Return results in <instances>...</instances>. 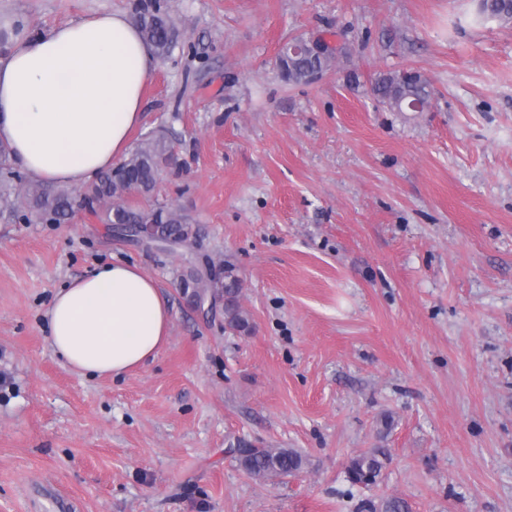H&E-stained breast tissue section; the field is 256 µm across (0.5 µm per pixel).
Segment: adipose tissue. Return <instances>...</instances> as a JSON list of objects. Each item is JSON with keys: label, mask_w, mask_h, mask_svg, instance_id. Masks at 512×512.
I'll return each mask as SVG.
<instances>
[{"label": "adipose tissue", "mask_w": 512, "mask_h": 512, "mask_svg": "<svg viewBox=\"0 0 512 512\" xmlns=\"http://www.w3.org/2000/svg\"><path fill=\"white\" fill-rule=\"evenodd\" d=\"M155 65L121 12L27 36L0 59V142L33 179L84 186L127 151ZM46 316L68 367L113 378L155 358L171 324L155 280L119 260L70 281Z\"/></svg>", "instance_id": "1"}]
</instances>
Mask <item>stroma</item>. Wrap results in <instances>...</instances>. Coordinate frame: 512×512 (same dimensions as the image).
Masks as SVG:
<instances>
[{"label": "stroma", "instance_id": "stroma-1", "mask_svg": "<svg viewBox=\"0 0 512 512\" xmlns=\"http://www.w3.org/2000/svg\"><path fill=\"white\" fill-rule=\"evenodd\" d=\"M150 0H0L19 36ZM176 37L133 142L170 149L152 196L197 235L171 252L88 212L0 218V512H512V22L477 0H163ZM336 47L316 82L281 44ZM413 71L394 112L371 91ZM234 264L251 330L198 310L186 259ZM123 260L170 335L147 365L81 376L49 344L56 292ZM392 426H384V418ZM292 448L255 478L238 443ZM388 451L377 484L350 460ZM312 48L318 52H323L316 49L313 44ZM313 49L302 50L295 54L287 51L284 54L286 60L280 64V68L286 81L294 84H308L311 83L310 77L313 74L316 72L323 74L332 66L331 59L320 57ZM373 92L383 104L398 112H402L404 106L408 108V105L413 112L419 110V105L423 111L429 98L420 75L409 72L380 77L375 81ZM239 466L249 475L264 478L300 471L306 463L301 453L290 448H237Z\"/></svg>", "mask_w": 512, "mask_h": 512}]
</instances>
